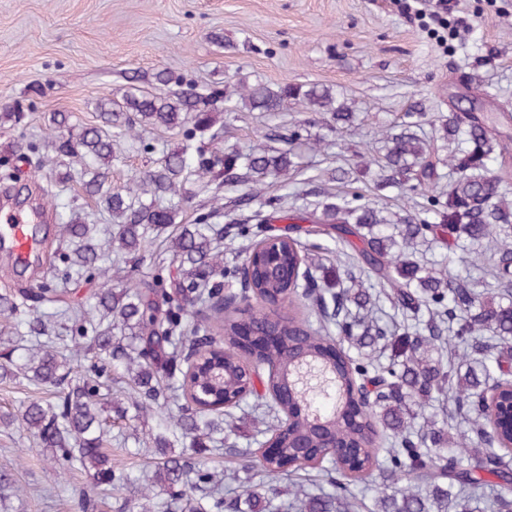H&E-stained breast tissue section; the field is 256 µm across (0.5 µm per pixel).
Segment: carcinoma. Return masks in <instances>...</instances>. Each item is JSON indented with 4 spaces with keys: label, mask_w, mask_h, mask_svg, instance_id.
Wrapping results in <instances>:
<instances>
[{
    "label": "carcinoma",
    "mask_w": 512,
    "mask_h": 512,
    "mask_svg": "<svg viewBox=\"0 0 512 512\" xmlns=\"http://www.w3.org/2000/svg\"><path fill=\"white\" fill-rule=\"evenodd\" d=\"M224 91L208 95L189 84L180 92L157 96L133 89L101 104V124L82 126L50 140L55 152L81 166L82 190L112 216L110 224H86L71 210L61 218L70 250L61 254L63 268L52 279L64 283L91 281L99 263L118 245L129 272H141L142 245L154 227L173 224L177 209L160 199L176 193L180 183L196 176L216 191L227 184L251 191L292 166L293 146L302 138L291 131L288 148L231 146L219 148L222 128L210 116ZM243 107L282 112L301 100L316 112H330L340 132L353 124L354 113L331 90L285 83L275 89L257 83L240 94ZM409 121L389 128L379 153L367 163L380 183L425 193L438 178L428 145L418 134L423 112L407 113ZM492 114L451 113L441 120L440 139L448 142L453 176L448 190L428 198L423 215L392 222L382 211L356 199L327 205L319 224L305 209L270 204L279 218L291 221L271 234L269 247H248L252 288L242 301L258 305L239 311L222 307L224 283L237 279L238 268L226 269L217 241L224 230L203 214L197 224L173 242L177 274L138 277L135 287L103 286L85 300L58 312L64 318L68 344L59 350L41 317L40 306L61 303L66 292L49 282L0 296V313L15 319L26 336L44 341L45 349L0 364V379L25 378L55 388L53 399L32 401L19 419L35 443L54 461L92 473L93 485L77 495L79 512L95 507L96 491L126 490L125 506L140 512H243L246 501L256 512H360L368 487L378 473L381 483L373 507L378 512H512V464L504 446L512 445V207L502 181L490 172L498 147L489 130ZM157 127L179 129L183 143L160 158L157 166L134 176L124 189L108 183L121 143L138 140L150 153L153 145L139 132ZM325 236L353 266L337 265L315 280L302 236ZM432 241L446 250L439 269L418 276L411 259L419 242ZM489 253L485 276L476 281L464 272L469 258ZM373 276L380 291L390 288L394 307L411 314L413 323L401 334L379 320L362 321L356 311L375 304L359 275ZM217 332L223 343L237 341L242 357L262 353L256 364L222 350L212 351L216 370L199 366L188 373L184 363ZM390 348L389 361L373 356ZM306 357L334 368L329 389L307 392L306 400L324 415L311 425L303 403L285 404L271 396L288 389L295 362ZM127 371V400L134 417L154 420L160 443L177 442L183 451L155 466L148 478L109 465L101 451L103 422L112 402L103 393L112 371ZM260 383V394L255 383ZM499 388L500 411L494 434L485 433L480 398ZM364 391L366 404L354 393ZM448 395V403L467 428L455 440L442 428H429L415 438L411 421L424 416L427 404ZM252 396L271 415L265 434L284 457L308 449L330 448L337 459L312 458L304 468L321 471L322 483L295 492L281 485L288 472L279 462L261 460L259 449L226 448L240 469L259 475L255 486L245 481L224 486L199 455L216 432L237 428L233 413L220 404Z\"/></svg>",
    "instance_id": "carcinoma-1"
}]
</instances>
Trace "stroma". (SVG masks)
<instances>
[{
    "instance_id": "1",
    "label": "stroma",
    "mask_w": 512,
    "mask_h": 512,
    "mask_svg": "<svg viewBox=\"0 0 512 512\" xmlns=\"http://www.w3.org/2000/svg\"><path fill=\"white\" fill-rule=\"evenodd\" d=\"M456 11L467 27L452 40L439 37L398 0H0V113L22 115L18 124L0 120V157L14 141L22 153L27 142L44 144L52 113H67L76 126L96 123L98 105L121 98L130 80L162 92L160 72L199 88L316 82L354 109L353 127L341 136L331 113L297 104L268 120L256 111L216 110L228 146L284 148L300 119L309 120V133L323 142L267 183L260 198L247 201L243 189H223L220 211L211 192L188 184V197L173 200L176 222L144 247L143 270L164 276L171 270V239L209 211L224 228L228 264L245 240L266 233L255 214L271 199L318 211L336 197L358 194L387 218L418 215L424 197L378 186L363 166L382 132L418 103L446 114L457 100L480 99L496 117L495 137L510 149L492 161L491 171L512 186V0H457ZM144 137L154 152L126 143L112 165L113 186H124L130 172L154 168L159 152L180 142L160 129ZM10 166L14 186L47 200L54 213L74 207L85 223H106L107 214L79 183H52L24 161ZM242 226L248 238L239 237ZM51 393L21 376L0 382V471L15 480L14 488L0 489V512H77L75 498L87 475L52 467L42 451L32 450L30 433L4 421L19 416L27 401ZM131 423L128 417L117 421L105 451L115 468L152 469L154 455L136 440Z\"/></svg>"
}]
</instances>
